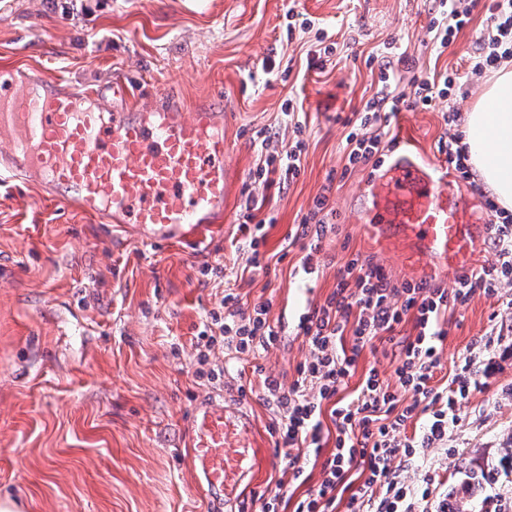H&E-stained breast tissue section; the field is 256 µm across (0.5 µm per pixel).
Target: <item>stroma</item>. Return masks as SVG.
<instances>
[{
	"label": "stroma",
	"instance_id": "35a3bbf8",
	"mask_svg": "<svg viewBox=\"0 0 512 512\" xmlns=\"http://www.w3.org/2000/svg\"><path fill=\"white\" fill-rule=\"evenodd\" d=\"M489 0H473L471 21L441 56L427 45L433 0H0V68L37 67L91 88L122 80L133 103L149 105L158 90L186 103L221 97L232 119L224 129L237 189L226 203L224 229L210 253L183 245L146 246L93 217L40 199L41 188L0 187V499L22 512H212L194 486L188 454L196 399L224 394L252 422L229 457L232 498L223 512H257L287 464L269 433L262 375L292 383L309 355L305 339L252 354L217 350L223 383L196 377L197 334L227 291L247 304L271 299V319L289 307L303 262L314 268L323 303L351 254L404 281L399 258L373 250L357 221L359 195L372 176L364 166L335 182L329 206L335 231L306 257L285 239L311 206L330 170H341L348 133L343 117L361 109L378 79L370 53L395 43L419 71L463 72L479 54ZM307 14L315 31L288 34L289 12ZM323 31L341 47L325 69H307L306 54ZM279 62L267 73V58ZM485 78L432 112L405 110L392 124L430 161H438L445 118L480 98ZM298 117L281 110L288 97ZM306 125L304 172L271 204L276 224L264 250L286 252L275 275L250 273V254L235 241L243 189L263 156L255 130L278 131V152L291 144L294 121ZM224 275L202 284L203 264ZM397 345L373 342L342 390L352 399L368 369L396 386ZM474 358L485 383L457 406L445 438L423 463H400L406 480L426 483L430 512L444 491L460 512H512V308L478 295L448 312V338L434 384L449 385Z\"/></svg>",
	"mask_w": 512,
	"mask_h": 512
}]
</instances>
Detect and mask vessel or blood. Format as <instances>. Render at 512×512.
I'll return each mask as SVG.
<instances>
[{
    "label": "vessel or blood",
    "mask_w": 512,
    "mask_h": 512,
    "mask_svg": "<svg viewBox=\"0 0 512 512\" xmlns=\"http://www.w3.org/2000/svg\"><path fill=\"white\" fill-rule=\"evenodd\" d=\"M0 85V185L40 178L43 196L65 208L127 229L140 243H178L200 251L218 229L233 188L225 161L224 111L212 101L184 112L171 92L146 109L124 106L126 83L89 90L40 69L10 71ZM364 232L386 252L401 254L417 280L466 273L478 262L487 226L443 162L421 157L399 137L393 158L362 193ZM311 266L302 264L293 318L314 308ZM190 458L199 490L224 502V450L247 433L230 424L214 399L195 401Z\"/></svg>",
    "instance_id": "1"
}]
</instances>
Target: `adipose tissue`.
I'll return each mask as SVG.
<instances>
[{
    "mask_svg": "<svg viewBox=\"0 0 512 512\" xmlns=\"http://www.w3.org/2000/svg\"><path fill=\"white\" fill-rule=\"evenodd\" d=\"M463 132L482 183L512 209V70L490 81L479 104L468 110Z\"/></svg>",
    "mask_w": 512,
    "mask_h": 512,
    "instance_id": "obj_1",
    "label": "adipose tissue"
}]
</instances>
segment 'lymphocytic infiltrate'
<instances>
[{"label":"lymphocytic infiltrate","mask_w":512,"mask_h":512,"mask_svg":"<svg viewBox=\"0 0 512 512\" xmlns=\"http://www.w3.org/2000/svg\"><path fill=\"white\" fill-rule=\"evenodd\" d=\"M471 9L467 0H441L439 11L431 17L429 35L435 53H443L468 24ZM512 62V0H493L480 36V52L470 71L458 73L415 74L404 78L390 62L379 65L376 91L360 112L345 117L350 131L346 136L343 174H351L368 163H381L393 144L390 127L404 110L434 109L439 100L464 90L472 76L496 71ZM409 90H402V83ZM294 140L285 157L271 153L275 133L257 130L255 137L267 156L264 166L256 168L252 180L263 183L265 192L246 191L244 213L237 227L251 253L253 269L269 271V258L260 250L265 242V227L274 223L266 213L270 202L267 190H287L303 168L307 150L302 123L294 125ZM327 174L320 194L299 224L288 235L289 245L318 252L332 224L329 220V194L336 180ZM495 243V260L475 272L462 275L456 286L447 290L431 284L406 282L390 285L383 269L352 256L336 278L333 291L316 305L302 326L310 355L296 368L291 385L278 379H263L265 404L276 414L272 431L277 443L290 451V484L305 483L299 463L300 450L320 448L323 440L322 410H329L334 426V446L321 464L319 484L289 505L286 495L277 493L262 498L260 512H335L336 491L345 486L351 470L364 474L363 484L345 500V512H428L424 503L426 487L402 480L393 467L396 458L413 461L424 456L432 444L443 440L456 420V407L477 383V368L465 359L453 379V387H433L434 375L441 367V349L448 336V311L468 302L474 295L497 297L500 285L512 278V210L501 207L494 198H486ZM270 301L244 306L239 295L225 293L218 307L209 312L198 334L197 377L220 381L223 369L211 367L209 352L228 344L242 354L266 350L277 345L279 334L270 321ZM412 327V338L402 341L394 370L398 391H391L377 370H370L359 393L351 401L337 400L357 369L361 350L373 340H394L404 327ZM351 345H344L345 335ZM430 419L420 435L405 441L398 435L420 410Z\"/></svg>","instance_id":"1"}]
</instances>
